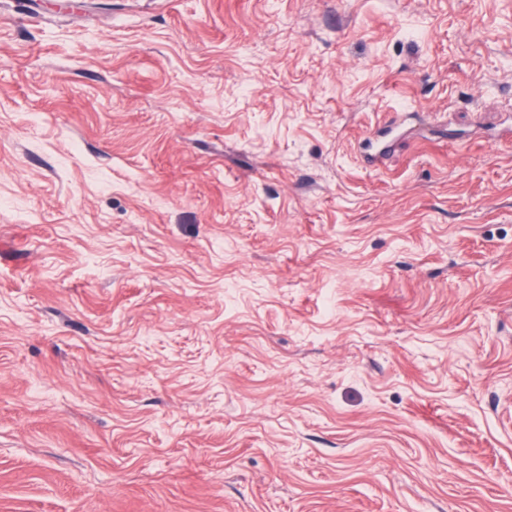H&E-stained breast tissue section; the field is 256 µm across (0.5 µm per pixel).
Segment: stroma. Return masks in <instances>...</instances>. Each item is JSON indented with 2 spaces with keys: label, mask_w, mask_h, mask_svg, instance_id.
Here are the masks:
<instances>
[{
  "label": "stroma",
  "mask_w": 512,
  "mask_h": 512,
  "mask_svg": "<svg viewBox=\"0 0 512 512\" xmlns=\"http://www.w3.org/2000/svg\"><path fill=\"white\" fill-rule=\"evenodd\" d=\"M0 0V512H512V0Z\"/></svg>",
  "instance_id": "obj_1"
}]
</instances>
